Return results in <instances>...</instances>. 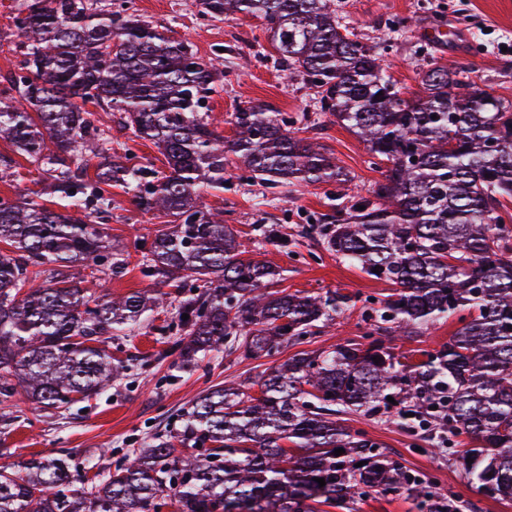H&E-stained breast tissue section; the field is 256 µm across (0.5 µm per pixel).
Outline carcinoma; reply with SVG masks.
<instances>
[{
  "mask_svg": "<svg viewBox=\"0 0 512 512\" xmlns=\"http://www.w3.org/2000/svg\"><path fill=\"white\" fill-rule=\"evenodd\" d=\"M128 3L24 0L15 17L23 60L0 91V138L51 166L50 195L72 211L0 198V243L9 246L0 251L1 403L21 395L61 409L98 394L123 370L112 332L161 301L145 292L107 299L98 280L83 286L63 275L79 262L125 266L88 210L111 205L105 185L145 175L130 154H112L97 108L119 113L167 163L138 205L174 222L144 253L149 273L199 288L181 303L189 319L179 359L197 364L220 348L272 357L321 334L351 302L336 290L266 291L283 270L253 257L197 194L203 183L224 186L228 154L241 179L273 186L341 184L346 174L292 121L251 103L232 114V138L218 135L204 112L224 72L128 13ZM201 5L214 18L262 19L289 77L305 79L320 112L385 165L346 217L316 227L326 250L395 288L366 319L378 330L414 331L469 316L416 363L375 339L275 363L258 396L236 382L210 387L169 437L133 449L106 476L76 482L63 456L32 458L19 471L1 463L0 512H321L380 492L427 503L431 482L339 418H381L394 407L419 416L406 427L429 431L435 449L461 452L479 492L512 502V226L498 214L512 199V101L482 89L466 66L436 64L424 71L423 95L402 98L376 48L342 33L333 0ZM45 266L56 279L38 284L29 268ZM338 448L345 453L334 455Z\"/></svg>",
  "mask_w": 512,
  "mask_h": 512,
  "instance_id": "1",
  "label": "carcinoma"
}]
</instances>
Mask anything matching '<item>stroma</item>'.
I'll list each match as a JSON object with an SVG mask.
<instances>
[{"label":"stroma","mask_w":512,"mask_h":512,"mask_svg":"<svg viewBox=\"0 0 512 512\" xmlns=\"http://www.w3.org/2000/svg\"><path fill=\"white\" fill-rule=\"evenodd\" d=\"M337 13L355 40L373 45L382 53L389 74L403 97L421 87L427 64L470 68L471 78L493 95L512 100V50L500 51L501 42L512 40V0H336ZM21 0H0V80L11 78L19 67L14 50L19 40L15 16ZM131 7L142 20L177 40L187 41L202 61L217 60L224 78L208 101L220 135L232 136L230 121L244 102L261 105L293 121L299 136L321 143L337 166L350 176L344 185L304 183L269 187L266 183L243 181L234 167L224 173L225 187L202 186L204 200L225 223L234 225L240 239L253 244L266 224L281 225L285 245H265L260 257L285 271L278 292L311 295L339 290L352 303L331 328L303 349H329L348 341H362L369 330L362 312L365 305L385 299L387 284L371 279L355 267L326 251L309 232L312 223L335 215L349 205L353 195H367L380 172L370 164L364 144L352 132L319 114L313 92L300 79L290 77L276 59L261 20L249 16L230 19L203 15L199 0H132ZM462 26L455 42H432L426 33L443 25ZM101 123L108 128L114 151L130 149L135 164L149 176L167 171L158 149L132 130L119 125L116 114L103 112ZM13 177L0 180V197L22 202L41 197L52 199L45 190L52 173L42 164L17 157ZM112 205L108 212L92 213L93 223L102 225L112 245L127 253L121 272L104 269L101 282L111 295L141 291L164 294L163 305L145 313L130 332L112 339V354L125 368L110 386L93 398L69 409L47 410L24 397L0 405V461L20 463L33 457L64 453L70 455L77 473L108 474L123 465L128 452L144 448L168 434L188 404L210 386L236 381L250 384L258 394L257 382L272 362H283L301 347L281 349L275 358L240 359L224 352L209 354L199 367L178 362L174 343L182 332L179 302L191 288L179 289L150 276L141 264L140 242L152 241L170 227L169 217L142 211L134 186L114 185L109 189ZM460 326L451 317L416 333H383L385 345L395 352L410 354L433 351ZM351 430L365 431L385 454L406 470L430 480L437 494H452L468 502V512H512V505L497 502L473 488L460 459L440 451L424 449L422 439L410 436L394 417L369 421L356 414L344 417Z\"/></svg>","instance_id":"obj_1"}]
</instances>
